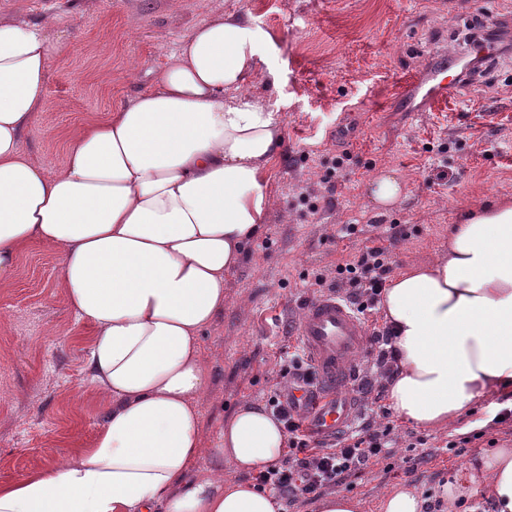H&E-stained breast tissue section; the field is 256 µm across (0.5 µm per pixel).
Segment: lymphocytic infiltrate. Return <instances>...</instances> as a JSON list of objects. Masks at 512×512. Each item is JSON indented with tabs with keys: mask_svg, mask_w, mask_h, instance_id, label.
Returning a JSON list of instances; mask_svg holds the SVG:
<instances>
[{
	"mask_svg": "<svg viewBox=\"0 0 512 512\" xmlns=\"http://www.w3.org/2000/svg\"><path fill=\"white\" fill-rule=\"evenodd\" d=\"M389 272L388 249L384 246L366 248L352 261L336 267L338 281L346 286L351 305L362 315L380 304ZM353 391L366 400L367 419L342 442L328 445L313 439L293 406L273 397L274 411L288 434V452L278 465L256 475L258 489L292 505L305 503L326 490L351 486L353 477L371 465L395 457L396 441L391 426L378 425L374 420L382 400L374 381L361 378Z\"/></svg>",
	"mask_w": 512,
	"mask_h": 512,
	"instance_id": "1",
	"label": "lymphocytic infiltrate"
}]
</instances>
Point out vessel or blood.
Masks as SVG:
<instances>
[{"instance_id":"vessel-or-blood-1","label":"vessel or blood","mask_w":512,"mask_h":512,"mask_svg":"<svg viewBox=\"0 0 512 512\" xmlns=\"http://www.w3.org/2000/svg\"><path fill=\"white\" fill-rule=\"evenodd\" d=\"M447 72V57H438L402 86L399 100L433 108L445 101L449 90L457 85ZM297 334L316 372L318 387L313 391L299 387L294 401L319 438L336 437L353 424L356 416L349 386L366 344V324L349 304L326 294L308 301Z\"/></svg>"}]
</instances>
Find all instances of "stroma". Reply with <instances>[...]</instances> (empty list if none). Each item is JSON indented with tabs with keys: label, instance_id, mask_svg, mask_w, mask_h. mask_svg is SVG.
Wrapping results in <instances>:
<instances>
[{
	"label": "stroma",
	"instance_id": "1",
	"mask_svg": "<svg viewBox=\"0 0 512 512\" xmlns=\"http://www.w3.org/2000/svg\"><path fill=\"white\" fill-rule=\"evenodd\" d=\"M217 10L250 15L269 34L261 68L277 84L253 90L281 113L285 144L269 184L274 206L224 279L223 316L202 336L213 362L199 400L208 448L234 410L273 395L281 365L300 346L293 331L301 310L322 292L316 277L333 280L337 264L384 244L400 271L447 249L464 209L512 200V53L488 58L474 84L433 111L394 104L433 57L468 52L464 33L484 22L512 31V0H0V13L62 37L48 102L24 151L48 170L62 168L70 136L153 87L166 55ZM383 171L405 185L388 210L368 194ZM346 224L355 234L340 235ZM393 224L403 235L391 245ZM60 264L53 248L31 244L14 280L0 287V483L51 465L89 442L101 422L104 404L84 372L91 330L57 286ZM488 418L483 403L438 431L390 416L398 455L422 438L432 458L412 475L378 463L354 479L349 496L379 512L386 488L423 495L462 483L468 461L512 448V426L490 428ZM478 429L483 437L461 455L446 451V442Z\"/></svg>",
	"mask_w": 512,
	"mask_h": 512
}]
</instances>
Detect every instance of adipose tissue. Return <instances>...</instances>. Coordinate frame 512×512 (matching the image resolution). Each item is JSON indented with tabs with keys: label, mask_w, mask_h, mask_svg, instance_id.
I'll return each instance as SVG.
<instances>
[{
	"label": "adipose tissue",
	"mask_w": 512,
	"mask_h": 512,
	"mask_svg": "<svg viewBox=\"0 0 512 512\" xmlns=\"http://www.w3.org/2000/svg\"><path fill=\"white\" fill-rule=\"evenodd\" d=\"M264 40L246 17L215 12L154 87L74 133L51 172L21 139L46 105L60 42L0 14V285L30 244L58 253V286L92 329L86 381L105 404L89 445L0 484V512H282L251 480L282 459V423L243 405L206 451L198 406L210 382L201 337L224 311V275L272 207L284 132L251 91L268 79ZM381 307L398 355L386 401L402 420L442 430L512 390V204L465 214L446 250L389 279ZM205 451L216 469L191 478ZM470 470L496 512H512V448Z\"/></svg>",
	"instance_id": "obj_1"
}]
</instances>
